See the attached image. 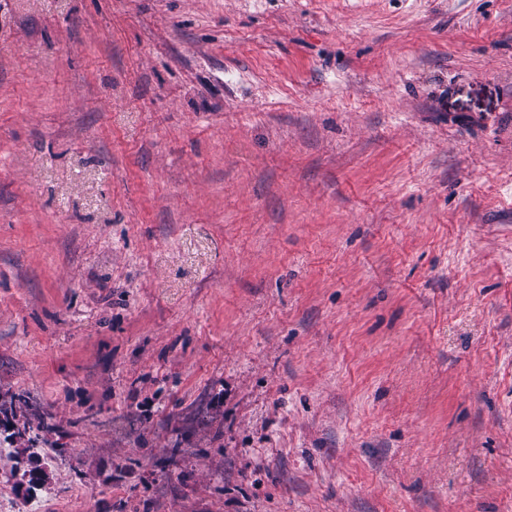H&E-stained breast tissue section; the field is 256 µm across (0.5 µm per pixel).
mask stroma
Wrapping results in <instances>:
<instances>
[{
  "mask_svg": "<svg viewBox=\"0 0 512 512\" xmlns=\"http://www.w3.org/2000/svg\"><path fill=\"white\" fill-rule=\"evenodd\" d=\"M0 512H512V0H0ZM0 414L12 423L14 431L10 437L20 448L21 454L36 448L40 440L39 433L48 428L36 410L26 403L17 405L14 398L9 402L6 400L0 402Z\"/></svg>",
  "mask_w": 512,
  "mask_h": 512,
  "instance_id": "stroma-1",
  "label": "stroma"
}]
</instances>
